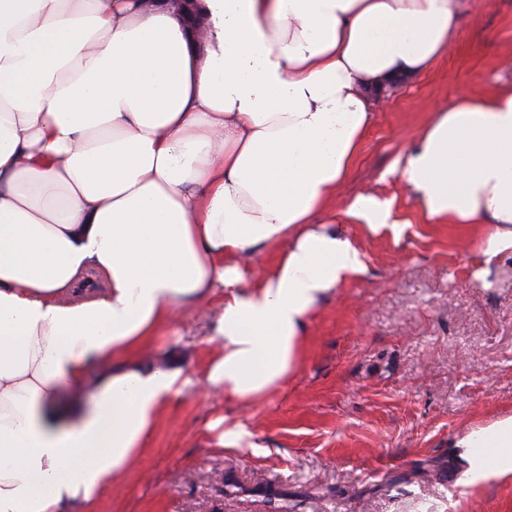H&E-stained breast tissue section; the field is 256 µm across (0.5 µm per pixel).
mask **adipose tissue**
Segmentation results:
<instances>
[{
  "instance_id": "adipose-tissue-1",
  "label": "adipose tissue",
  "mask_w": 512,
  "mask_h": 512,
  "mask_svg": "<svg viewBox=\"0 0 512 512\" xmlns=\"http://www.w3.org/2000/svg\"><path fill=\"white\" fill-rule=\"evenodd\" d=\"M0 0V512H96L148 448L178 370L150 336L215 286L199 385L241 401L299 361L309 316L361 255L318 214L370 126L372 94L451 49L459 0ZM435 224L488 226L512 255V85L462 92L403 153ZM348 216L401 232L394 202ZM243 287L240 264L277 242ZM93 408L59 406L92 361ZM469 487L512 479V415L455 436Z\"/></svg>"
}]
</instances>
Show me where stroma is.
<instances>
[{
    "label": "stroma",
    "instance_id": "stroma-1",
    "mask_svg": "<svg viewBox=\"0 0 512 512\" xmlns=\"http://www.w3.org/2000/svg\"><path fill=\"white\" fill-rule=\"evenodd\" d=\"M511 80L512 0H491L480 17L463 13L451 54L376 108L339 189L394 198L403 232L322 214L363 269L310 315L295 370L251 403L198 396L214 301L153 336L142 362L182 369L185 383L98 512H275L284 501L291 512H512V481L461 485L452 446L512 414V256L487 260L482 228L428 223L395 170L439 103ZM219 417L241 426L238 444L219 445L208 428Z\"/></svg>",
    "mask_w": 512,
    "mask_h": 512
}]
</instances>
